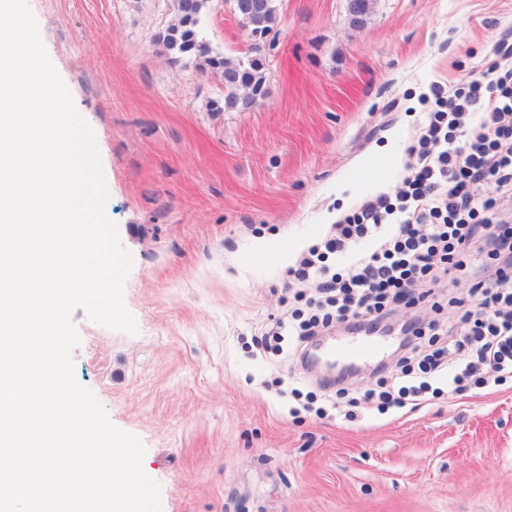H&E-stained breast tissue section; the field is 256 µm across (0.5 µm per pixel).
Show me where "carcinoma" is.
<instances>
[{"label":"carcinoma","instance_id":"cac0c4a2","mask_svg":"<svg viewBox=\"0 0 512 512\" xmlns=\"http://www.w3.org/2000/svg\"><path fill=\"white\" fill-rule=\"evenodd\" d=\"M239 25L253 40L245 55L229 58L215 52L200 36L199 26L208 0H172V19L158 36V44L169 60L184 56L198 61L200 68L220 77L224 97L209 103L213 112H239L255 108L256 98L267 93L266 62L261 43L276 21L275 0H231Z\"/></svg>","mask_w":512,"mask_h":512}]
</instances>
